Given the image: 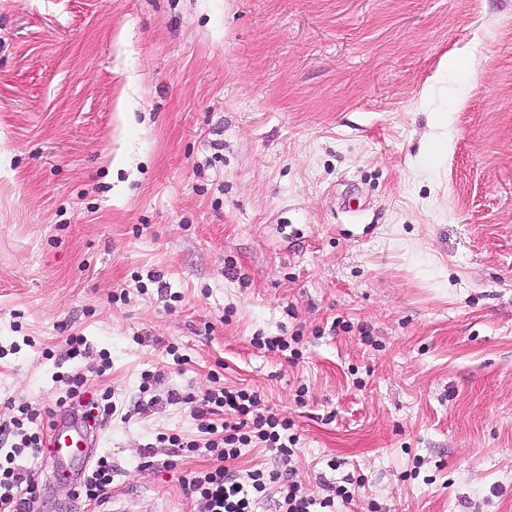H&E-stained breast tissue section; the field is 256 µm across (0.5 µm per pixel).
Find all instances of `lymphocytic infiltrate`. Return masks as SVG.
<instances>
[{"instance_id": "obj_1", "label": "lymphocytic infiltrate", "mask_w": 512, "mask_h": 512, "mask_svg": "<svg viewBox=\"0 0 512 512\" xmlns=\"http://www.w3.org/2000/svg\"><path fill=\"white\" fill-rule=\"evenodd\" d=\"M258 399L257 392L224 385L215 386L199 399L184 396V403L192 407L199 438L175 433L158 438L159 443L186 456L204 453L211 457L208 469L193 473L185 481L202 512H254L271 484L281 490L277 512H342L351 502L346 486H332L327 496L317 499L305 492L294 470L254 469L244 475L237 471L235 463L243 447L272 448L286 456L296 442L288 419L255 414ZM18 411L9 427L0 428L1 436L14 438L0 461V512H31L38 496V485L25 461L43 453L44 436L35 426L36 413L23 404Z\"/></svg>"}]
</instances>
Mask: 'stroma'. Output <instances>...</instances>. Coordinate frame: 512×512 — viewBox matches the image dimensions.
Returning <instances> with one entry per match:
<instances>
[{
	"label": "stroma",
	"instance_id": "obj_1",
	"mask_svg": "<svg viewBox=\"0 0 512 512\" xmlns=\"http://www.w3.org/2000/svg\"><path fill=\"white\" fill-rule=\"evenodd\" d=\"M60 370L123 512H200L155 441L214 374L297 437L239 472L512 512V0H0V423ZM51 465L33 512H110Z\"/></svg>",
	"mask_w": 512,
	"mask_h": 512
}]
</instances>
